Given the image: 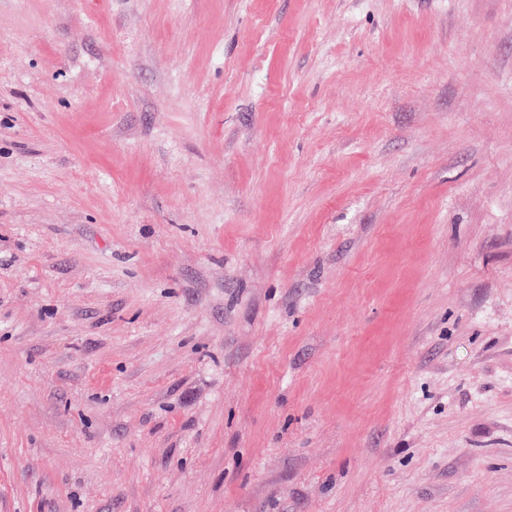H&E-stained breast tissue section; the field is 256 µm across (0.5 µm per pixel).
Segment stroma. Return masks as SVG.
Instances as JSON below:
<instances>
[{
  "label": "stroma",
  "mask_w": 512,
  "mask_h": 512,
  "mask_svg": "<svg viewBox=\"0 0 512 512\" xmlns=\"http://www.w3.org/2000/svg\"><path fill=\"white\" fill-rule=\"evenodd\" d=\"M0 512H512V0H0Z\"/></svg>",
  "instance_id": "35a3bbf8"
}]
</instances>
